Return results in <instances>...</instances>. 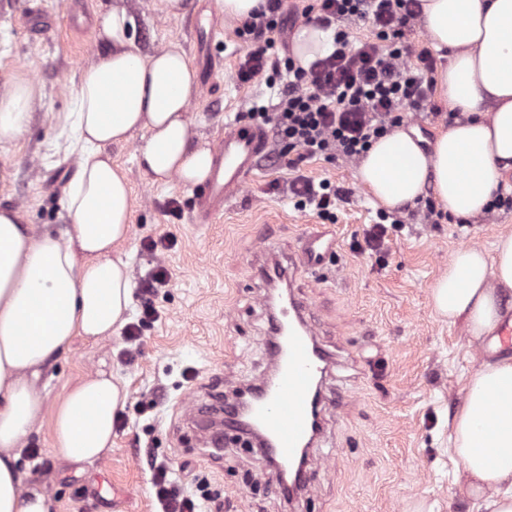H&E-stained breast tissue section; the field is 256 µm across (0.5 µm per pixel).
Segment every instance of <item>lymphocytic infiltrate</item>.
Here are the masks:
<instances>
[{
    "instance_id": "lymphocytic-infiltrate-1",
    "label": "lymphocytic infiltrate",
    "mask_w": 512,
    "mask_h": 512,
    "mask_svg": "<svg viewBox=\"0 0 512 512\" xmlns=\"http://www.w3.org/2000/svg\"><path fill=\"white\" fill-rule=\"evenodd\" d=\"M419 0H309L306 22L334 31V51L302 67L279 56L276 36L288 24L283 0H266L238 28L248 48L236 77L251 84L268 76L283 78L278 103L254 105L253 121L269 127L278 160L296 176L288 191L297 210L334 216L337 192L329 182L300 175L306 160L343 156L356 161L373 142L418 112L434 90L436 60L416 48L409 34L418 22ZM368 23L371 39L355 43L350 30Z\"/></svg>"
}]
</instances>
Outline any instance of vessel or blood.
<instances>
[{
  "mask_svg": "<svg viewBox=\"0 0 512 512\" xmlns=\"http://www.w3.org/2000/svg\"><path fill=\"white\" fill-rule=\"evenodd\" d=\"M266 147V132L250 122L237 120L224 126L215 153L214 168L198 191L192 220L213 223L226 203L246 192L257 160ZM296 251L276 252L270 242H258L255 277L263 288L276 282L286 285L277 297L262 296L259 305L267 315L269 367L260 375L241 379L236 403L225 406V430L254 438L272 462L291 467L301 452L318 445L323 431L322 399L326 379L339 360L317 341L307 309L290 284L297 272H315L324 267L336 248L335 237L314 227L302 230ZM187 423L210 437L211 446H221L216 437L219 424L203 408L183 410Z\"/></svg>",
  "mask_w": 512,
  "mask_h": 512,
  "instance_id": "vessel-or-blood-1",
  "label": "vessel or blood"
}]
</instances>
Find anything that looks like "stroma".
Listing matches in <instances>:
<instances>
[{"mask_svg": "<svg viewBox=\"0 0 512 512\" xmlns=\"http://www.w3.org/2000/svg\"><path fill=\"white\" fill-rule=\"evenodd\" d=\"M69 1L66 10L62 0H14L12 17L0 20V83L26 73L41 88L27 132L0 148V165L12 173L0 182V208H19L35 231L57 234L67 226L61 198L75 171L74 158L64 154L59 119L71 107L68 85L94 58L88 50L96 39L93 15L110 2ZM186 2L185 14L169 17L159 0H123L137 18L144 51L176 41L195 65L215 62L189 108L196 130L213 143L226 123L247 119L254 103L276 102L277 91L262 82L239 84L245 43L236 21H223L222 34L203 40L200 28L214 15L211 0ZM134 149L130 142L111 153L135 196L123 258L135 288L130 320L140 326L136 355L126 356L120 333L97 343L78 338L37 381L50 404L68 384L105 365L125 382L129 398L111 451L94 462L58 461L49 425L32 434L30 445L40 455H24L21 469L29 479L47 478L57 512H156L154 459L167 461L186 486L206 484L209 512H467L456 488L462 469L448 452L444 420L479 354L462 326L432 310L429 289L447 272L455 249L487 248L500 232L512 230V208L497 210L486 224H429L428 191L391 211L399 226L372 250L363 240L380 206L360 186L356 163L341 157L303 163V175L330 181L340 192L333 225L339 246L319 276L297 274L295 291L319 343L356 356L358 368L329 378L324 440L310 453L302 495L291 502L257 449L232 443L220 456L205 451L177 404L190 394L230 398L240 376L267 369L268 323L251 270L256 237L292 251L302 225L318 218L294 209L287 187L295 173L263 157L250 190L225 204L217 223H193L194 188L153 183L139 169ZM163 239L172 245L162 255L148 251L149 242ZM159 261L169 283L142 295L139 286ZM147 303L156 310L148 320Z\"/></svg>", "mask_w": 512, "mask_h": 512, "instance_id": "1", "label": "stroma"}]
</instances>
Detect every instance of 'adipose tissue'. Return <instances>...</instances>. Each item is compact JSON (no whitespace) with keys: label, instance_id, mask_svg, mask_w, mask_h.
<instances>
[{"label":"adipose tissue","instance_id":"ef3b65f1","mask_svg":"<svg viewBox=\"0 0 512 512\" xmlns=\"http://www.w3.org/2000/svg\"><path fill=\"white\" fill-rule=\"evenodd\" d=\"M420 3L419 24L448 60L437 75L439 95L462 118L438 131L428 153L405 131L385 135L356 177L389 209L430 187L451 216L472 220L512 175V0ZM136 29L126 6L98 12L105 50L70 87L76 171L61 200L65 234L35 232L20 211H0V512L55 506L45 487L24 485L19 464L43 418L51 420L57 459L92 462L111 451L127 403V390L104 370L73 384L50 410L36 386L73 338L96 342L127 320L133 285L119 249L130 239L134 197L112 147L134 143L140 169L159 184L195 186L211 172L210 144L188 116L198 94L191 59L175 42L143 52ZM333 49L332 30L314 25L300 26L292 42L305 67ZM38 95L24 77L0 90V143L25 134ZM429 298L474 342L512 324V232L498 234L491 249L453 252ZM448 428L468 512H512V353L492 349L471 372Z\"/></svg>","mask_w":512,"mask_h":512}]
</instances>
